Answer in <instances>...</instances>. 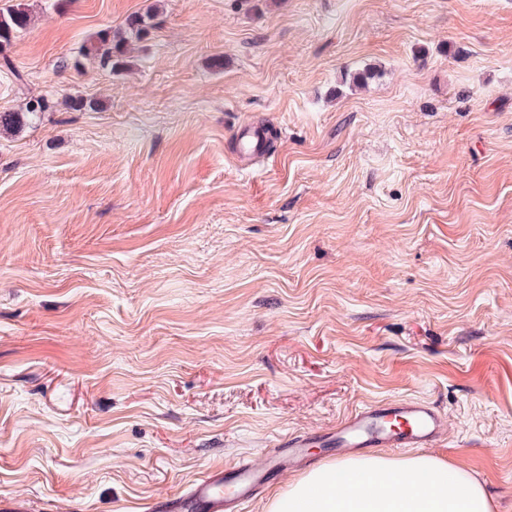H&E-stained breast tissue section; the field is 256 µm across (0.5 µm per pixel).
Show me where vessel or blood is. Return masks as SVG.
Segmentation results:
<instances>
[{"instance_id": "b4317fda", "label": "vessel or blood", "mask_w": 512, "mask_h": 512, "mask_svg": "<svg viewBox=\"0 0 512 512\" xmlns=\"http://www.w3.org/2000/svg\"><path fill=\"white\" fill-rule=\"evenodd\" d=\"M237 142L239 158L245 162L261 156L267 148L264 130L254 125L242 126ZM444 433L445 420L433 403L403 400L359 407L323 433L320 443L333 454L358 448H429ZM312 443L311 436H291L268 449L261 463L241 459L211 469L178 494L156 502L157 512H246L283 472L308 462Z\"/></svg>"}]
</instances>
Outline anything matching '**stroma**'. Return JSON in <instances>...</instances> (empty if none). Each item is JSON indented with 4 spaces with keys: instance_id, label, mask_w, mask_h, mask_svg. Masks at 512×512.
<instances>
[{
    "instance_id": "stroma-1",
    "label": "stroma",
    "mask_w": 512,
    "mask_h": 512,
    "mask_svg": "<svg viewBox=\"0 0 512 512\" xmlns=\"http://www.w3.org/2000/svg\"><path fill=\"white\" fill-rule=\"evenodd\" d=\"M21 2L0 111L57 109L0 131V502L148 512L424 399L512 512V0ZM126 42L123 38H117L112 33V29H101L95 33L86 47L85 55L93 56L103 69L112 70L117 59L124 56L127 49ZM239 159L249 161L260 157L267 148L266 133L259 126L244 125L237 133Z\"/></svg>"
}]
</instances>
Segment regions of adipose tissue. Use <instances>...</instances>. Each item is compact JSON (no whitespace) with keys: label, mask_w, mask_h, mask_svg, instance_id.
I'll use <instances>...</instances> for the list:
<instances>
[{"label":"adipose tissue","mask_w":512,"mask_h":512,"mask_svg":"<svg viewBox=\"0 0 512 512\" xmlns=\"http://www.w3.org/2000/svg\"><path fill=\"white\" fill-rule=\"evenodd\" d=\"M269 512H492L482 486L427 455L322 463L278 492Z\"/></svg>","instance_id":"ef3b65f1"}]
</instances>
